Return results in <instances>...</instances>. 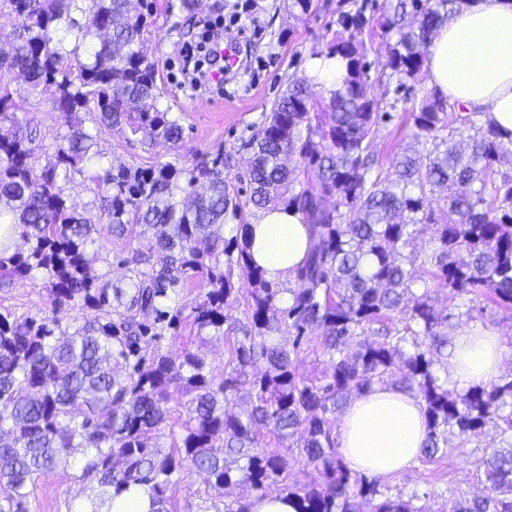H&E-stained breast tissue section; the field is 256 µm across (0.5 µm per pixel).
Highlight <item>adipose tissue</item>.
Listing matches in <instances>:
<instances>
[{
    "instance_id": "1",
    "label": "adipose tissue",
    "mask_w": 512,
    "mask_h": 512,
    "mask_svg": "<svg viewBox=\"0 0 512 512\" xmlns=\"http://www.w3.org/2000/svg\"><path fill=\"white\" fill-rule=\"evenodd\" d=\"M428 80L449 101L487 113L512 136V0H469L432 39ZM248 252L268 280L292 279L309 240L301 213L283 206L260 212L246 230ZM504 346L481 327L462 331L448 357V375L461 389L500 375ZM424 408L400 389L376 385L342 413L336 447L345 465L368 476L409 468L426 438Z\"/></svg>"
}]
</instances>
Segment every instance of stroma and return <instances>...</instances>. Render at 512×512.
<instances>
[{
    "label": "stroma",
    "instance_id": "stroma-1",
    "mask_svg": "<svg viewBox=\"0 0 512 512\" xmlns=\"http://www.w3.org/2000/svg\"><path fill=\"white\" fill-rule=\"evenodd\" d=\"M149 27L142 37V49L156 71L157 106L173 112L184 128L178 145L145 147L126 142L123 135H105L101 150L106 159H117L132 167L148 168L183 156H224L227 182L248 196L243 159L244 143L264 121L289 80L306 75V64L313 54L324 49L336 32L340 11L351 9L353 0H313L310 14L289 18L288 0H197L194 10L182 7V0H147ZM224 18L225 35L235 37L247 59L245 67L225 82L223 89L206 88L196 92L184 84L183 53L193 42L198 23L205 18ZM373 90L381 111L392 113L374 144L379 164L389 165L394 154L414 149L412 114L418 111L428 82L410 83L400 94H387L377 78L385 69L386 48L382 39H374L368 52ZM19 118L37 130V140L50 144L63 133L69 117L51 111L48 102L33 101L20 111ZM141 245L138 230L122 237H107L93 263L99 273H110L121 280L130 274L129 260ZM437 309L451 313L459 329L481 326L498 333L506 345L503 373H512V310L485 303L482 311L469 313L466 299L441 289L433 294ZM0 307L15 316H56L70 323L80 317L77 309L56 308L49 285L42 276L16 278L0 288ZM393 491L429 492L428 512H448L447 485L460 487L468 494L482 490L468 455L455 454L435 463L415 462L408 470L386 476ZM90 492L80 478L79 468L38 475L29 487L22 512H78ZM254 495L246 485L215 489L204 485L191 471H183L169 496L178 512H239Z\"/></svg>",
    "mask_w": 512,
    "mask_h": 512
}]
</instances>
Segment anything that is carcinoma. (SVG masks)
I'll return each instance as SVG.
<instances>
[{
	"instance_id": "cac0c4a2",
	"label": "carcinoma",
	"mask_w": 512,
	"mask_h": 512,
	"mask_svg": "<svg viewBox=\"0 0 512 512\" xmlns=\"http://www.w3.org/2000/svg\"><path fill=\"white\" fill-rule=\"evenodd\" d=\"M466 2L390 0L375 17L363 0L342 14L323 56L340 58L344 73L326 97L308 76L289 81L245 142L243 200L230 192L222 154L99 166L101 136L112 128L142 142L183 139L179 118L156 106L154 69L139 51L146 15L131 0H0V12L18 21L14 41L0 43V225L27 244L0 255V283L41 273L56 307L85 311L65 327L54 316L0 313V484L8 488L0 512H19L34 476L76 464L96 484L79 512H112L132 486L148 487L149 512H172L167 491L185 467L210 487L248 484L264 496L287 479L288 461L258 448L261 426L323 476L287 488L298 512H426L418 501L427 494L394 496L381 479L349 470L336 449V416L387 381L420 397L423 460L457 448L476 456L484 494L467 499L448 486L451 512H512V376L466 390L451 384L453 315L436 310L429 288L416 289L430 281L512 309V174L498 169L512 163V139L432 88L412 113L422 150L393 156L386 169L373 156L392 115L372 91L364 33L377 27L393 38L384 85L401 87L422 80L427 47ZM44 91L70 124L36 146L17 111ZM76 183L93 196L83 215L70 204ZM439 191L448 195L437 215ZM279 205L302 214L311 242L286 307L238 237L215 231L229 212ZM130 224L146 237L133 277L94 274L102 240ZM420 224L435 225V236L406 256ZM236 274L251 285L242 325L224 314ZM198 278L206 291L189 304L180 293ZM187 319L200 343L225 340L223 376L199 348L178 362L163 351ZM315 330L331 373L308 378L301 352ZM273 331L288 335V346L271 340ZM173 389L187 396L186 418L165 445ZM490 430L498 446L483 449Z\"/></svg>"
}]
</instances>
